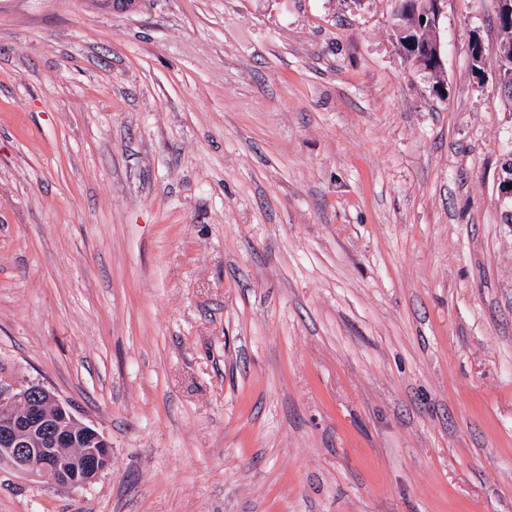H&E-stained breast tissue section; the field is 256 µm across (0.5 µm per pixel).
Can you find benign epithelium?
<instances>
[{
	"label": "benign epithelium",
	"instance_id": "1",
	"mask_svg": "<svg viewBox=\"0 0 512 512\" xmlns=\"http://www.w3.org/2000/svg\"><path fill=\"white\" fill-rule=\"evenodd\" d=\"M496 73L512 91V53L499 50ZM67 488L93 482L111 461V445L79 422L54 391L42 384L0 383V462Z\"/></svg>",
	"mask_w": 512,
	"mask_h": 512
}]
</instances>
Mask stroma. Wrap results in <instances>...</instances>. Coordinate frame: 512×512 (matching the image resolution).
<instances>
[{
  "instance_id": "1",
  "label": "stroma",
  "mask_w": 512,
  "mask_h": 512,
  "mask_svg": "<svg viewBox=\"0 0 512 512\" xmlns=\"http://www.w3.org/2000/svg\"><path fill=\"white\" fill-rule=\"evenodd\" d=\"M395 4L0 0V382L112 446L0 512H512L497 2ZM429 0L413 1L409 9H403L397 12L395 18V29L397 31V44L400 53L402 50H408L404 41L414 38L419 42V52L422 55H428L430 58H437L439 70L442 64V46L439 43V33L432 32L427 26L421 27L419 23V14L425 12ZM438 70V72H439Z\"/></svg>"
}]
</instances>
